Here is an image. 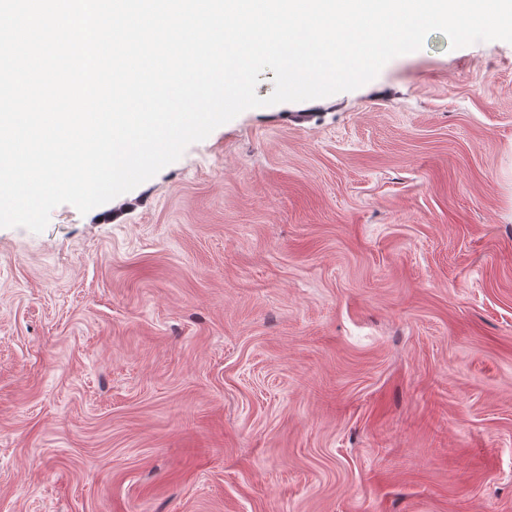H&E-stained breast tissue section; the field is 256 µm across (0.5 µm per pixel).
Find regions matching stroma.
Returning a JSON list of instances; mask_svg holds the SVG:
<instances>
[{
    "label": "stroma",
    "instance_id": "obj_1",
    "mask_svg": "<svg viewBox=\"0 0 512 512\" xmlns=\"http://www.w3.org/2000/svg\"><path fill=\"white\" fill-rule=\"evenodd\" d=\"M0 512H512V43L0 228Z\"/></svg>",
    "mask_w": 512,
    "mask_h": 512
}]
</instances>
